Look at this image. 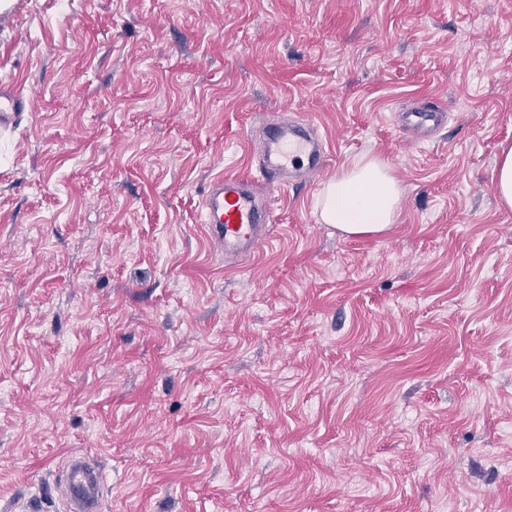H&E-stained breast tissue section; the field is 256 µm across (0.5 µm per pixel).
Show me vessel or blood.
<instances>
[{"instance_id": "vessel-or-blood-1", "label": "vessel or blood", "mask_w": 512, "mask_h": 512, "mask_svg": "<svg viewBox=\"0 0 512 512\" xmlns=\"http://www.w3.org/2000/svg\"><path fill=\"white\" fill-rule=\"evenodd\" d=\"M29 109V101L20 90L10 87L0 90L1 124L11 122L18 113ZM445 118V107L434 101L401 113L399 125L424 140L440 128ZM253 145L259 177L271 186H284L291 165H299L308 181L326 166L324 143L309 119L265 121ZM202 210L203 223L211 238L223 244L225 254L246 255L257 249L272 222L273 200L255 190L253 179L224 176L207 192ZM102 483L100 468L83 458L71 459L61 487L69 512H96Z\"/></svg>"}]
</instances>
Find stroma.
<instances>
[{"mask_svg": "<svg viewBox=\"0 0 512 512\" xmlns=\"http://www.w3.org/2000/svg\"><path fill=\"white\" fill-rule=\"evenodd\" d=\"M0 87V512H512V0H14ZM435 95L448 124L395 125ZM313 120L252 255L202 222L252 137ZM387 161L398 221L320 223ZM29 101L26 95L15 88L0 90V123L11 122L19 112L29 111ZM493 180L499 204L508 210H512V147L501 149L497 160ZM402 190L389 164L362 157L330 180L318 199L323 224L346 236L377 235L398 218ZM103 484V473L100 468L84 458L70 460L65 483L61 486V494L68 504L67 510L72 512L98 511L100 488Z\"/></svg>", "mask_w": 512, "mask_h": 512, "instance_id": "stroma-1", "label": "stroma"}]
</instances>
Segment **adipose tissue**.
<instances>
[{
  "label": "adipose tissue",
  "instance_id": "obj_1",
  "mask_svg": "<svg viewBox=\"0 0 512 512\" xmlns=\"http://www.w3.org/2000/svg\"><path fill=\"white\" fill-rule=\"evenodd\" d=\"M402 190L389 164L362 157L330 180L318 199L322 223L347 236L377 235L398 218Z\"/></svg>",
  "mask_w": 512,
  "mask_h": 512
}]
</instances>
